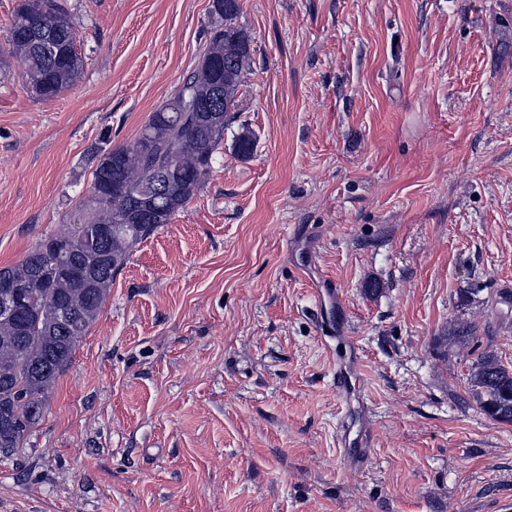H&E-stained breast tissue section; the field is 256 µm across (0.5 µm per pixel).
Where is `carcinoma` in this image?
Listing matches in <instances>:
<instances>
[{"label":"carcinoma","mask_w":512,"mask_h":512,"mask_svg":"<svg viewBox=\"0 0 512 512\" xmlns=\"http://www.w3.org/2000/svg\"><path fill=\"white\" fill-rule=\"evenodd\" d=\"M240 10V0H212L217 21L198 65L132 146L99 149L91 193L79 201L81 222L41 237L18 264L0 268V287L27 294L17 308L0 309L1 453L26 444L45 394L72 362L133 249L171 223L209 175L250 66ZM6 42L24 58L22 79L39 99L56 97L83 73L67 0H18ZM163 174L173 191L156 198L151 186ZM470 384L486 415L512 424V368L483 352Z\"/></svg>","instance_id":"1"}]
</instances>
